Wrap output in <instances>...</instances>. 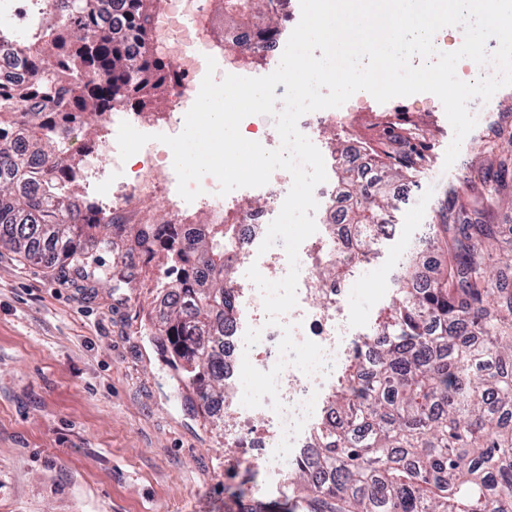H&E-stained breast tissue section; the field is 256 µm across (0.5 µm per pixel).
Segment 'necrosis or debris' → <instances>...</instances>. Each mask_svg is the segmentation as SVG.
<instances>
[{
	"label": "necrosis or debris",
	"mask_w": 512,
	"mask_h": 512,
	"mask_svg": "<svg viewBox=\"0 0 512 512\" xmlns=\"http://www.w3.org/2000/svg\"><path fill=\"white\" fill-rule=\"evenodd\" d=\"M158 27V40L164 46L168 62L166 85L169 89L162 106L166 124L175 130L185 123V116L197 98L200 78L207 69L206 59L216 48L227 49L229 56L224 65L228 74H239L242 65L239 51L257 50L260 56L272 60L281 54L280 36L259 41L256 31L249 29L218 32L216 23L204 7V0H158L152 13ZM111 113H102L93 127L91 137L81 142L79 149L86 157L80 179L85 187L107 186L108 193L101 200L105 210H146L155 206L168 209L174 216L177 233L190 227L184 218V200L171 193L177 180L173 161L164 151L149 154L134 173H126L125 165L110 138L108 126ZM292 180L283 169L273 171L266 185L270 198L268 205L245 210L237 226V248L232 255L235 266L263 267L270 280L283 278L289 263L286 254H259L270 222L288 193ZM308 248L298 253L299 277L302 297L295 308L284 314L280 324L266 322L263 299L257 288H241L232 282L231 296L235 306V320L224 330V377L232 392L224 401L215 403L218 415L229 417L239 427L238 436L231 443L240 450L241 458L258 464L266 473L281 477L297 461L313 459L315 450L304 440L313 408L325 394L328 374L307 375L294 366H286L278 378L279 398L283 412H275L270 403L247 408L241 403L243 386L240 379L243 360H250L258 370L267 371L280 358L278 345L284 327H291L296 342L310 340L320 345L331 366H339L348 357L347 349L339 343L342 326L329 316L330 309L342 306L345 289L334 285L317 288L313 285L314 267ZM260 330L259 342L246 347L247 329Z\"/></svg>",
	"instance_id": "1"
}]
</instances>
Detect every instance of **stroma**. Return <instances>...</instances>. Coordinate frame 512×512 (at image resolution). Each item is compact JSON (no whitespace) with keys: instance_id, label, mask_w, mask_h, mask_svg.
Returning a JSON list of instances; mask_svg holds the SVG:
<instances>
[{"instance_id":"1","label":"stroma","mask_w":512,"mask_h":512,"mask_svg":"<svg viewBox=\"0 0 512 512\" xmlns=\"http://www.w3.org/2000/svg\"><path fill=\"white\" fill-rule=\"evenodd\" d=\"M493 124L512 128V86L495 93L449 168L453 129L430 93L369 100L350 113L348 127L317 133L336 194L337 172L356 153L350 127L395 154L408 151L406 136L417 132L428 156L412 182L392 188L393 230L345 282L348 300L336 312L348 326L345 345L369 333L391 304L401 264L424 249L450 195L466 198V163L495 165L484 142ZM98 263L132 266L135 287L0 248V512H245L251 503L308 512L282 480L238 461L228 426L208 422L159 355L162 258L127 250L100 254Z\"/></svg>"}]
</instances>
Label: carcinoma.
Wrapping results in <instances>:
<instances>
[{"label":"carcinoma","mask_w":512,"mask_h":512,"mask_svg":"<svg viewBox=\"0 0 512 512\" xmlns=\"http://www.w3.org/2000/svg\"><path fill=\"white\" fill-rule=\"evenodd\" d=\"M224 27L273 28L257 0H226ZM145 0H49L38 37L0 29V44L24 59L23 88L0 84V246L29 261L84 270L101 252L126 245L146 255L166 242L176 271L158 350L179 363L200 408L224 399V324L234 307L229 254L237 225L202 224L180 236L170 224H116L72 186L82 158L71 134L94 112H110L145 93L157 61L150 54ZM93 72L99 82L85 85ZM511 148L494 182L471 208L451 203L432 225L430 249L443 257L433 275L423 260L406 267L393 303L363 336L332 392L331 416L311 433L319 456L293 465L291 479L312 512H512V268L496 223L494 197L512 192ZM425 146H412L362 183L341 171L347 205L336 213V259L316 264L313 287L342 282L366 261L390 226L387 187L422 168Z\"/></svg>","instance_id":"cac0c4a2"}]
</instances>
